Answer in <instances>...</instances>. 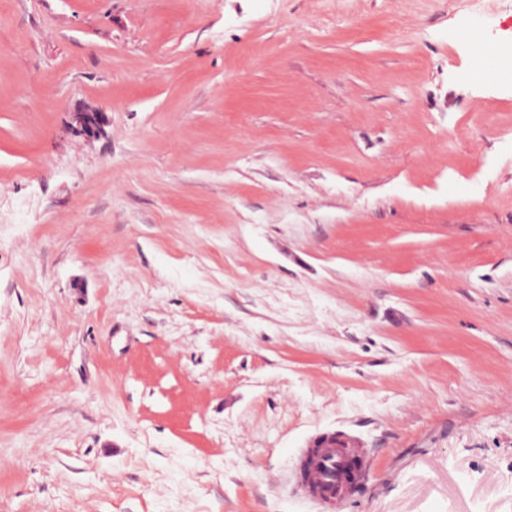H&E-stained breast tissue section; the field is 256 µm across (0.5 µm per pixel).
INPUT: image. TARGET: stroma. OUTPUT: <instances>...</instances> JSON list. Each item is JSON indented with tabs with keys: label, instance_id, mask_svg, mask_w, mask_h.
Wrapping results in <instances>:
<instances>
[{
	"label": "stroma",
	"instance_id": "obj_1",
	"mask_svg": "<svg viewBox=\"0 0 512 512\" xmlns=\"http://www.w3.org/2000/svg\"><path fill=\"white\" fill-rule=\"evenodd\" d=\"M512 0H0V512H512ZM99 112L104 133L73 130ZM336 442L313 440L300 448L292 475L295 489L302 496L319 504L325 512L340 508L349 493L368 475L369 449L354 437L339 433ZM347 447L357 463L353 467L341 452Z\"/></svg>",
	"mask_w": 512,
	"mask_h": 512
}]
</instances>
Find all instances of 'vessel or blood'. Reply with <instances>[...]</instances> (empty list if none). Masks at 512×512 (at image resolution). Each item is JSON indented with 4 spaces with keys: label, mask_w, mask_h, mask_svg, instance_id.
I'll return each mask as SVG.
<instances>
[{
    "label": "vessel or blood",
    "mask_w": 512,
    "mask_h": 512,
    "mask_svg": "<svg viewBox=\"0 0 512 512\" xmlns=\"http://www.w3.org/2000/svg\"><path fill=\"white\" fill-rule=\"evenodd\" d=\"M368 457V449L344 433L334 441L311 442L299 451L293 485L324 512H337L349 493L366 479Z\"/></svg>",
    "instance_id": "vessel-or-blood-1"
}]
</instances>
